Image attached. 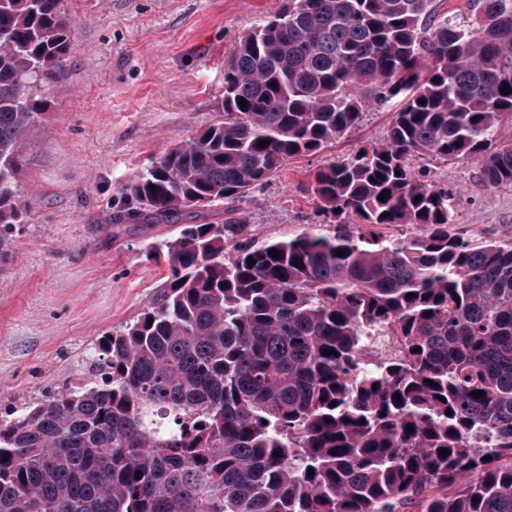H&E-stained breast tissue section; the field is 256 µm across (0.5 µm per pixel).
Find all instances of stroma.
<instances>
[{
  "label": "stroma",
  "mask_w": 512,
  "mask_h": 512,
  "mask_svg": "<svg viewBox=\"0 0 512 512\" xmlns=\"http://www.w3.org/2000/svg\"><path fill=\"white\" fill-rule=\"evenodd\" d=\"M281 0H63L74 22L67 66L26 136L17 189L31 197L0 253V417L89 371L95 342L150 310L169 277L160 247L172 224L111 227L122 185L171 146L215 122L237 38ZM387 112L323 151L289 161L240 203L255 239L329 235L305 186L311 172L382 140ZM457 190L453 234L512 242V187L479 166L438 165Z\"/></svg>",
  "instance_id": "35a3bbf8"
}]
</instances>
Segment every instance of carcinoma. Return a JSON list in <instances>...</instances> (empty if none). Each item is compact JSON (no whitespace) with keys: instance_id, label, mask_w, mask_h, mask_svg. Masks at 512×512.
Here are the masks:
<instances>
[{"instance_id":"obj_1","label":"carcinoma","mask_w":512,"mask_h":512,"mask_svg":"<svg viewBox=\"0 0 512 512\" xmlns=\"http://www.w3.org/2000/svg\"><path fill=\"white\" fill-rule=\"evenodd\" d=\"M470 2L461 24L434 0H282L241 34L224 118L112 214L177 225L168 288L96 341V381L0 421V512H512V242L452 234L427 166L512 186V0ZM73 37L62 0H0V251ZM371 110L385 138L307 186L335 234L250 237L235 203Z\"/></svg>"}]
</instances>
